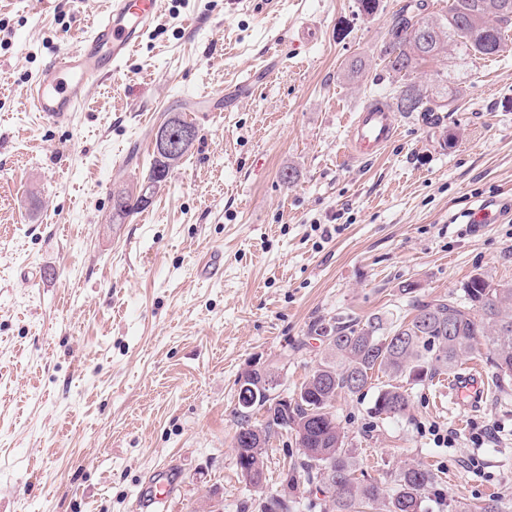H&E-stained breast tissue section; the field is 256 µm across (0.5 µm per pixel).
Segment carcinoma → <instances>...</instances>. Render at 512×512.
I'll list each match as a JSON object with an SVG mask.
<instances>
[{"label":"carcinoma","instance_id":"cac0c4a2","mask_svg":"<svg viewBox=\"0 0 512 512\" xmlns=\"http://www.w3.org/2000/svg\"><path fill=\"white\" fill-rule=\"evenodd\" d=\"M512 30V0H448L440 15L426 12L424 0H407L393 12L383 52L386 68L404 78L421 64L443 56L485 58L497 55ZM441 90L430 94L413 83L396 95L399 112H422L431 122L439 120L448 98V75H436ZM184 153L154 159L144 187L152 190L166 179ZM145 206L141 193L122 192L114 197L112 219L117 221ZM463 297H439L423 301L408 283L400 294L414 312L411 319L374 316L361 325H339L326 332L327 351L313 373L299 387L300 402L288 411L266 406L267 396L243 401L233 441L252 433L257 425L251 412L262 409L266 437L272 429L292 432L303 458L293 462L281 481L280 496L288 497V510L296 509L293 493L299 479L321 483L331 492L332 512H422L437 474L418 466L395 472L392 487L364 483L355 477L356 458L345 448L344 435L336 423L334 403L342 394H353L352 382L363 390L376 372L403 377L420 384L452 372L462 357L477 346L487 350L499 383L512 381V287L495 285L488 279L471 278L462 288ZM409 394L401 386L388 385L377 391L372 406L376 417L396 418L405 413ZM237 465L252 479L264 475L261 448L236 447ZM451 512H512L499 499L480 505L458 501Z\"/></svg>","mask_w":512,"mask_h":512}]
</instances>
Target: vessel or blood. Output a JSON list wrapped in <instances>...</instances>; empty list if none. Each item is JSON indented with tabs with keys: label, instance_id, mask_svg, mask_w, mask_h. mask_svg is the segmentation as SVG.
<instances>
[{
	"label": "vessel or blood",
	"instance_id": "b4317fda",
	"mask_svg": "<svg viewBox=\"0 0 512 512\" xmlns=\"http://www.w3.org/2000/svg\"><path fill=\"white\" fill-rule=\"evenodd\" d=\"M161 0H109L88 34L74 48L54 57L31 78L32 111L49 126L70 124L90 90L121 72L157 19ZM397 133V118L388 101L364 104L354 115L347 141L360 158L381 154ZM483 375L473 369L455 377L452 390L477 405L483 395Z\"/></svg>",
	"mask_w": 512,
	"mask_h": 512
}]
</instances>
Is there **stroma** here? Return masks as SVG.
I'll return each instance as SVG.
<instances>
[{"label": "stroma", "mask_w": 512, "mask_h": 512, "mask_svg": "<svg viewBox=\"0 0 512 512\" xmlns=\"http://www.w3.org/2000/svg\"><path fill=\"white\" fill-rule=\"evenodd\" d=\"M401 3L163 0L129 68L53 127L29 81L91 19L75 0H0V512H134L161 470L174 489L149 512L214 499L261 512L233 447L242 372L270 369L290 396L337 320L411 316L400 286L429 300L476 275L512 284V39L421 66L410 82L431 90L444 72L461 90L440 122L401 112L380 156L347 153L355 112L403 82L381 55ZM177 112L193 148L147 208L113 222V194L146 179ZM461 364L485 376L477 406L444 375L409 386L396 419L370 413L390 376L337 398L359 480L386 487L421 466L439 476L425 512L512 503V382L485 350ZM488 428L498 441L476 445ZM300 455L293 436L271 438L265 492Z\"/></svg>", "instance_id": "stroma-1"}]
</instances>
